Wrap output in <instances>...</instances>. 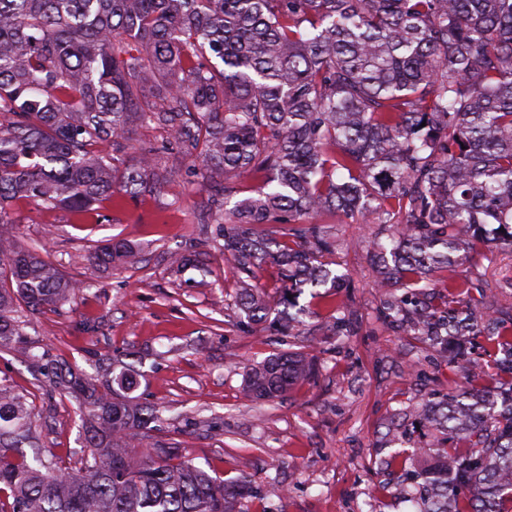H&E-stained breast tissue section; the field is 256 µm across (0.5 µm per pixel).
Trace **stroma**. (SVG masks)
<instances>
[{"label":"stroma","instance_id":"35a3bbf8","mask_svg":"<svg viewBox=\"0 0 512 512\" xmlns=\"http://www.w3.org/2000/svg\"><path fill=\"white\" fill-rule=\"evenodd\" d=\"M131 143L167 157L175 195L107 202L97 220L21 209L19 244L37 247L85 284L69 303L33 318L31 341L101 383L104 365L133 366L130 395L156 410L159 439L214 477L244 475L257 487L245 512H414L390 487L433 462L441 445L405 410L461 392L468 378L447 353L381 319L370 255L360 244L366 225L331 227L341 243L331 260L350 281L337 304L306 293L299 302L309 313L292 330L272 317L245 325L208 222L209 193L188 151L153 126L134 127ZM113 238L141 249L136 267L89 262ZM176 252L196 254L198 265L173 267ZM340 304L358 310L348 336L331 332ZM297 351L315 360L314 379L281 399H243L248 364ZM0 383L30 405L41 445L66 464L82 455L76 403L49 394L25 356L0 351Z\"/></svg>","mask_w":512,"mask_h":512}]
</instances>
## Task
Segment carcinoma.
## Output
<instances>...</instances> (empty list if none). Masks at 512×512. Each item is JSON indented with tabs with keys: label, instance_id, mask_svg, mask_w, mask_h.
Returning a JSON list of instances; mask_svg holds the SVG:
<instances>
[{
	"label": "carcinoma",
	"instance_id": "cac0c4a2",
	"mask_svg": "<svg viewBox=\"0 0 512 512\" xmlns=\"http://www.w3.org/2000/svg\"><path fill=\"white\" fill-rule=\"evenodd\" d=\"M152 124L200 162L248 321L277 311L289 329L304 289L328 301L345 287L323 261L340 245L323 217L337 216L373 225L386 318L416 336L484 337L500 386L458 352L468 390L408 410L466 451L441 449L393 493L417 496L418 512H512V301L499 293L512 280L448 276L495 246L512 253V0H0V350L75 399L89 448L73 466L38 450L32 411L0 383V512H243L256 496L159 440L134 456L158 416L120 395L131 369L101 390L34 354L24 330L22 311L85 284L18 246L15 207L87 215L166 194L159 153L129 143ZM244 181L257 186L234 198ZM90 259L139 254L114 240ZM267 262L284 293L252 285ZM316 371L305 353L270 357L247 366L243 395L280 397Z\"/></svg>",
	"mask_w": 512,
	"mask_h": 512
}]
</instances>
